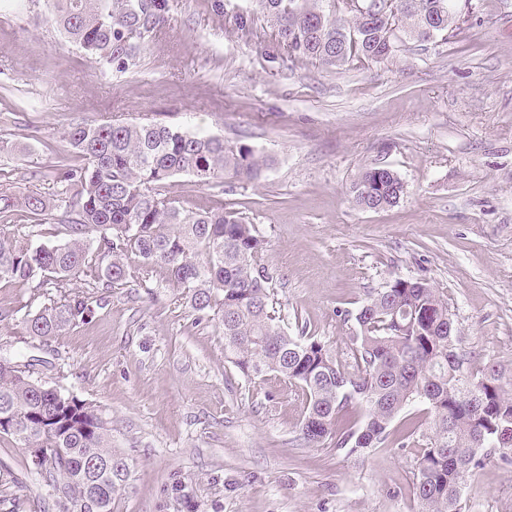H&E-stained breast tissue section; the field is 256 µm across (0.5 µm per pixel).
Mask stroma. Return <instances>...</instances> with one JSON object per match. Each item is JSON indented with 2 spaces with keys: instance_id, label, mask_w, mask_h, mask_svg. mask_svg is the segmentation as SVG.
Wrapping results in <instances>:
<instances>
[{
  "instance_id": "1",
  "label": "stroma",
  "mask_w": 512,
  "mask_h": 512,
  "mask_svg": "<svg viewBox=\"0 0 512 512\" xmlns=\"http://www.w3.org/2000/svg\"><path fill=\"white\" fill-rule=\"evenodd\" d=\"M439 44L408 42L381 62L329 69L289 61L254 0H165L128 66H101L66 41L44 0H0V184L67 203L37 219L0 209V233L67 239L80 184L66 133L150 118L266 158L254 180L165 185L189 213L224 207L263 237L262 262L289 335L351 356L354 315L393 280H424L447 301L473 373L512 374V0H471ZM405 194L358 206L371 166ZM90 322L42 343L24 331L58 293L0 282V356L51 362L50 386L112 419V512H417L413 471L431 431L408 406L385 442L356 453L300 432L301 391L247 378L224 357L220 318L194 312L166 271L126 259ZM30 453L0 437V471L23 481L20 512H54ZM462 512H512V463L489 453Z\"/></svg>"
}]
</instances>
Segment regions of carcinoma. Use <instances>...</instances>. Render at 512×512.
Wrapping results in <instances>:
<instances>
[{
  "label": "carcinoma",
  "mask_w": 512,
  "mask_h": 512,
  "mask_svg": "<svg viewBox=\"0 0 512 512\" xmlns=\"http://www.w3.org/2000/svg\"><path fill=\"white\" fill-rule=\"evenodd\" d=\"M51 18L69 42L97 62L127 64L141 46L129 41L121 21L133 0H45ZM136 28L152 30L163 0H151ZM293 60L339 68L353 60L380 62L389 49L386 31L368 28L354 10L336 0H255ZM454 0H396L393 22L417 41L435 19L448 17ZM85 160L66 171L82 192L78 221L62 244H35L16 230L0 237V281L32 288L52 280L59 298L25 320L28 335L47 341L91 319L101 300L71 291L78 280L117 284L126 279L123 256L163 267L187 303L212 312L224 326V354L248 377L275 373L302 391L301 433L310 445L336 438V447L356 452L384 443L395 419L411 403L428 405L431 434L413 474L418 512H460L466 478L495 449L512 462V391L502 373L482 375L465 366L448 303L436 289L396 279L358 308V334L351 361L313 337L290 336L275 315L260 256L264 242L253 225L230 211L190 215L160 192L179 174L207 186L224 177L256 179L266 159L218 136L190 134L153 120L80 123L66 136ZM404 195L392 171L370 167L353 185L355 202L366 209L395 206ZM0 204L21 205L33 216L50 201L37 193L19 196L0 184ZM41 382L0 367V434L26 448H51L56 457L30 458L29 467L49 487L58 512H112L116 484L112 468L92 464L112 459V418L100 406L70 393L40 389ZM364 410L357 427H338L351 403ZM17 478L0 479V503L17 512L11 493Z\"/></svg>",
  "instance_id": "1"
}]
</instances>
